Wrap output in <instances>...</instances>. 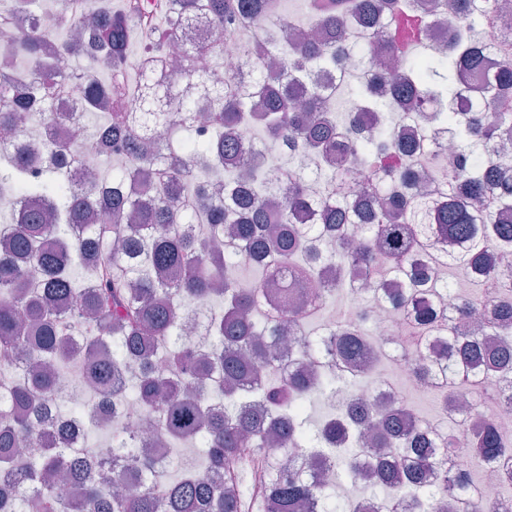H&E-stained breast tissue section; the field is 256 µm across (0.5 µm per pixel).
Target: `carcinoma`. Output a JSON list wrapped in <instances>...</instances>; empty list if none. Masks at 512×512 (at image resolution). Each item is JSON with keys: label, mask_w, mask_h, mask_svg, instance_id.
I'll return each instance as SVG.
<instances>
[{"label": "carcinoma", "mask_w": 512, "mask_h": 512, "mask_svg": "<svg viewBox=\"0 0 512 512\" xmlns=\"http://www.w3.org/2000/svg\"><path fill=\"white\" fill-rule=\"evenodd\" d=\"M40 0H13L0 11V129L13 128L29 106L49 114L74 97L79 112L106 122L96 145L136 157L107 181L87 179L65 161L81 140L76 119L69 143L52 140L43 155L8 158L0 184L31 203L0 224L9 238L0 251V512H240L238 484L223 478L224 460L266 458L288 446L294 467L269 469L264 490L278 512H301L325 497L309 449L305 403L334 396L336 377L301 370L285 375L273 362L280 330L262 311L265 289L281 292L291 316L316 315L338 290L356 292L359 281L376 287L399 281L392 304L406 318L411 343L438 331L448 359L414 373L439 385L438 405L465 395L474 400L489 378H512V301L498 300L512 285L499 260L512 255V224L492 211L512 212V50L496 68L474 34L496 21L497 0H441L453 16L449 50L416 51L421 23L417 0H305L302 17H270L274 0H164L163 18L145 23L141 0H120L92 14L86 0H65L77 30L57 56L85 55L114 79L76 84L44 57L35 12ZM376 16L380 49L400 63L393 77L359 78L342 120L336 86L317 73L338 66L347 16ZM28 34L11 38L18 20ZM234 38L251 26L261 55L284 64L275 75L246 60L224 62L226 76L198 66L212 54L206 36L187 38L199 21ZM313 27V39H293L296 26ZM141 44L133 57L130 43ZM177 68L156 77L170 47ZM491 101L496 111H484ZM398 120L431 112L456 137L448 178L437 180L414 164L422 145L394 140ZM252 128L313 157L309 172L283 169L271 177L263 151H245L238 132ZM79 263L84 280L70 267ZM455 266L483 286L477 297L455 294L438 279L437 263ZM242 265L261 269L249 288L227 275ZM189 297L220 302L209 311L205 341L182 337ZM366 321L335 325L336 357L353 366L373 362L361 340ZM76 366L80 383L97 400L66 415L55 409L59 376ZM372 374L346 393L317 440L334 451L365 434L384 456L373 489L387 492L386 512H430L427 473L453 456L492 465L512 458L496 422L459 413L437 441L425 438L424 419L403 398L375 410L362 396ZM140 403L150 425H124L111 457L86 444V426L103 428L119 401ZM150 432L171 449L199 444L193 467L171 477L137 448ZM40 445L41 452L22 448ZM465 496L460 512H499L512 503V482L498 500L477 503L469 478L455 484Z\"/></svg>", "instance_id": "cac0c4a2"}]
</instances>
